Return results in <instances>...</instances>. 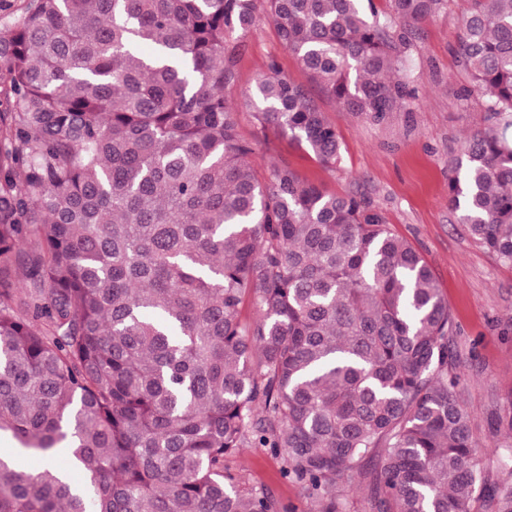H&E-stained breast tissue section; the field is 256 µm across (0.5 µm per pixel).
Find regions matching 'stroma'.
Segmentation results:
<instances>
[{
    "instance_id": "stroma-1",
    "label": "stroma",
    "mask_w": 512,
    "mask_h": 512,
    "mask_svg": "<svg viewBox=\"0 0 512 512\" xmlns=\"http://www.w3.org/2000/svg\"><path fill=\"white\" fill-rule=\"evenodd\" d=\"M460 16L459 0H448L446 9L417 25L407 74L418 99L412 112L396 113L389 124L374 125L313 90L342 137L336 169L320 167L273 129H261L242 106L239 130L255 144L260 173L286 164L327 192L370 199L427 261L454 317L452 340L462 356L460 396L474 412L482 476L496 482L493 435L512 423V265L474 240L448 208V162L464 134L483 127L487 115L484 98L473 93L471 77L454 53ZM273 58L295 81L308 83L273 25L263 20L243 43L229 99L241 105L243 91ZM225 464L247 485L270 489L287 512H307L296 485L284 479L279 459L267 449H244Z\"/></svg>"
}]
</instances>
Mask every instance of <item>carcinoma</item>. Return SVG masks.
I'll use <instances>...</instances> for the list:
<instances>
[{"label": "carcinoma", "instance_id": "1", "mask_svg": "<svg viewBox=\"0 0 512 512\" xmlns=\"http://www.w3.org/2000/svg\"><path fill=\"white\" fill-rule=\"evenodd\" d=\"M26 0L0 29V512H281L224 466L267 448L310 512H512L479 483L453 319L383 212L258 176L227 90L259 13L311 80L382 125L417 100L416 24L447 0ZM487 126L448 208L512 265V0H465ZM326 169L335 126L276 59L243 93ZM253 308L242 319L245 305ZM67 449L83 483L21 457Z\"/></svg>", "mask_w": 512, "mask_h": 512}]
</instances>
